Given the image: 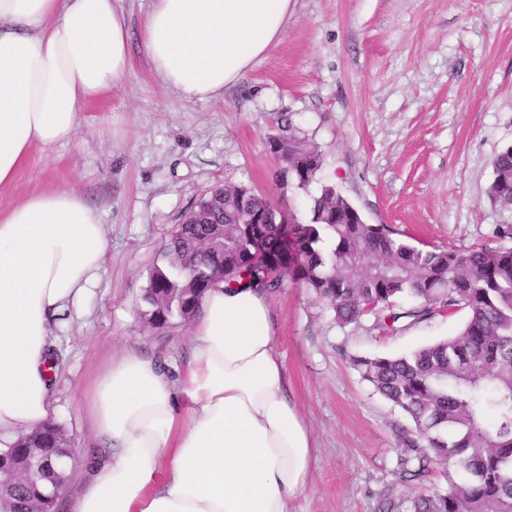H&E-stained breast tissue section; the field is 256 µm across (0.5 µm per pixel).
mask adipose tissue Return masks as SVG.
Masks as SVG:
<instances>
[{"mask_svg":"<svg viewBox=\"0 0 512 512\" xmlns=\"http://www.w3.org/2000/svg\"><path fill=\"white\" fill-rule=\"evenodd\" d=\"M119 2L0 0V189L128 77ZM291 2L152 0L141 45L163 85L209 100L282 40ZM106 253L100 212L72 190L0 210V448L54 423V328L82 310ZM285 374L268 292L214 286L181 368L129 346L90 381L82 408L96 459L69 512H289L314 447Z\"/></svg>","mask_w":512,"mask_h":512,"instance_id":"1","label":"adipose tissue"}]
</instances>
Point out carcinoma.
I'll use <instances>...</instances> for the list:
<instances>
[{
	"mask_svg": "<svg viewBox=\"0 0 512 512\" xmlns=\"http://www.w3.org/2000/svg\"><path fill=\"white\" fill-rule=\"evenodd\" d=\"M288 155L304 165L279 173L282 187L306 189L323 161L293 127ZM489 195L512 211V146L493 160ZM335 245L321 247L324 235ZM291 240L294 249L266 252L253 245ZM165 265L152 269L144 301L147 323L162 328L178 316L191 319L206 291L260 282L268 292L284 278L299 281L325 301L336 324L358 325L374 317L373 328L396 331L437 314L466 313L457 335L399 356L357 357L364 380L411 421L398 456V482L417 486L433 467L460 472L444 491L397 497L388 489L377 512H512V248L464 250L407 242L386 224L368 222L334 185L311 198L308 221L280 212L265 195L226 183L201 197L167 240ZM412 305L396 307L399 299ZM44 445L31 434L5 449L21 463L30 447L65 458V435ZM69 475L58 466L30 489H0L5 512H38L44 492L63 487Z\"/></svg>",
	"mask_w": 512,
	"mask_h": 512,
	"instance_id": "carcinoma-1",
	"label": "carcinoma"
}]
</instances>
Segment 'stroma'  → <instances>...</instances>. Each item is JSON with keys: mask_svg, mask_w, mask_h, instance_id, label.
Wrapping results in <instances>:
<instances>
[{"mask_svg": "<svg viewBox=\"0 0 512 512\" xmlns=\"http://www.w3.org/2000/svg\"><path fill=\"white\" fill-rule=\"evenodd\" d=\"M130 61L68 143L0 190V210L37 189L74 190L107 226L100 284L58 330L56 422L82 450L73 472L94 448L82 398L103 359L133 344L179 363L189 354L190 322L151 328L143 297L163 242L196 202L233 182L307 220L317 185L274 181L267 139L285 123L321 152L319 183L336 185L371 223L436 246L512 247V212L488 195L492 162L512 145V0H292L284 38L208 101L164 86L138 43ZM270 302L288 395L316 443L290 512H377L410 422L352 360L451 337L465 312L382 333L367 320L338 326L298 281Z\"/></svg>", "mask_w": 512, "mask_h": 512, "instance_id": "1", "label": "stroma"}]
</instances>
